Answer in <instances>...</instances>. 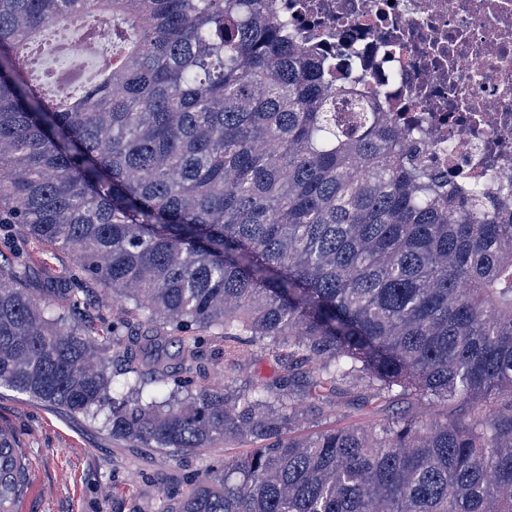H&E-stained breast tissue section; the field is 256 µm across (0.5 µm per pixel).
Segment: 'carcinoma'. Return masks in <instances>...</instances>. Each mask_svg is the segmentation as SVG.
Returning a JSON list of instances; mask_svg holds the SVG:
<instances>
[{"mask_svg":"<svg viewBox=\"0 0 512 512\" xmlns=\"http://www.w3.org/2000/svg\"><path fill=\"white\" fill-rule=\"evenodd\" d=\"M50 24L113 49L53 102L24 74ZM289 25L277 0H0V387L172 458L254 445L161 512H512V213L432 172L375 101L340 121L350 91ZM30 245L67 275L34 280ZM135 321L147 367L116 385ZM213 339L282 374L198 383ZM302 365L318 397L468 413L302 434ZM28 484L0 430V512ZM24 260L36 274H40L45 267L49 266L56 271H61L68 261L64 255L58 253L54 256L43 247H31L26 250Z\"/></svg>","mask_w":512,"mask_h":512,"instance_id":"1","label":"carcinoma"}]
</instances>
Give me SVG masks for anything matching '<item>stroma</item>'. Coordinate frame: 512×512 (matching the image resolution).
Instances as JSON below:
<instances>
[{
  "mask_svg": "<svg viewBox=\"0 0 512 512\" xmlns=\"http://www.w3.org/2000/svg\"><path fill=\"white\" fill-rule=\"evenodd\" d=\"M207 349L212 355L209 383L231 378L237 388L249 389L279 376L268 352L250 343H239L228 353L213 341ZM302 410L307 424L321 428L414 416L420 407L355 389L338 398L308 397ZM0 427L14 433L29 463L30 483L18 512H159L165 494L185 491L187 479L251 447L236 441L172 460L151 448L129 446L100 422L43 406L6 387H0Z\"/></svg>",
  "mask_w": 512,
  "mask_h": 512,
  "instance_id": "stroma-1",
  "label": "stroma"
}]
</instances>
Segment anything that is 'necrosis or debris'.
<instances>
[{
	"label": "necrosis or debris",
	"instance_id": "obj_1",
	"mask_svg": "<svg viewBox=\"0 0 512 512\" xmlns=\"http://www.w3.org/2000/svg\"><path fill=\"white\" fill-rule=\"evenodd\" d=\"M339 85L381 101L439 175L512 212V0H279Z\"/></svg>",
	"mask_w": 512,
	"mask_h": 512
}]
</instances>
